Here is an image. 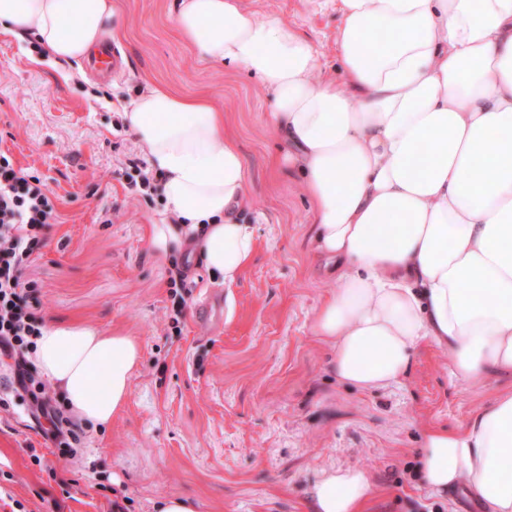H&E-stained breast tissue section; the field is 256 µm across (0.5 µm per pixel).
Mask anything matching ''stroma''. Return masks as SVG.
<instances>
[{"label":"stroma","instance_id":"obj_1","mask_svg":"<svg viewBox=\"0 0 512 512\" xmlns=\"http://www.w3.org/2000/svg\"><path fill=\"white\" fill-rule=\"evenodd\" d=\"M109 45L120 73L37 58L32 35L0 31V150L44 179L60 221L26 271L45 321H79L137 337L142 360L110 425L83 426L76 459L54 454L0 367V512H109L112 486L128 512L169 495L197 512H310L307 491L324 469L364 470L366 512H482L462 488L429 490L415 471L426 428L454 430L512 373L471 390L450 381L448 356L423 345L404 384L362 392L339 382L330 349L310 331L333 284L309 247L313 205L295 172L276 161L288 145L266 123L269 92L242 68L200 62L175 24L177 0H113ZM312 41L327 75L336 66L332 0H245ZM206 98L248 170L255 249L232 287L191 257L195 282L182 335H168L170 256L149 227L161 193H131V160L144 153L122 106L149 86ZM69 479L61 488L56 475Z\"/></svg>","mask_w":512,"mask_h":512}]
</instances>
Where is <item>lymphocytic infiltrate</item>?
Here are the masks:
<instances>
[{
    "label": "lymphocytic infiltrate",
    "instance_id": "obj_1",
    "mask_svg": "<svg viewBox=\"0 0 512 512\" xmlns=\"http://www.w3.org/2000/svg\"><path fill=\"white\" fill-rule=\"evenodd\" d=\"M59 219L56 200L39 177L15 167L0 151V355L9 359V370L23 400L43 419L45 437L63 458H75L82 432L63 402L51 396L29 355L34 336L44 325L30 302L36 287L25 277L35 253L44 245L43 231ZM188 261L173 262L168 277L167 328L181 333L193 294Z\"/></svg>",
    "mask_w": 512,
    "mask_h": 512
}]
</instances>
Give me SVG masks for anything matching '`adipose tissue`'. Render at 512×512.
I'll return each mask as SVG.
<instances>
[{"mask_svg": "<svg viewBox=\"0 0 512 512\" xmlns=\"http://www.w3.org/2000/svg\"><path fill=\"white\" fill-rule=\"evenodd\" d=\"M341 79L316 46L244 0H180L176 25L197 55L240 67L272 96L269 121L314 204L317 255L335 288L312 335L337 380L361 391L401 384L423 343L472 389L512 371V0H338ZM113 0H0V29L34 34L78 61L113 29ZM162 172L169 220L150 227L161 254L197 250L234 284L255 246L236 214L247 167L206 101L162 88L123 114ZM70 412L107 425L128 399L141 347L131 336L49 323L33 350ZM426 485L462 486L486 512H512V389L456 430L431 429L417 451ZM360 469L321 473L312 512H363Z\"/></svg>", "mask_w": 512, "mask_h": 512, "instance_id": "ef3b65f1", "label": "adipose tissue"}]
</instances>
